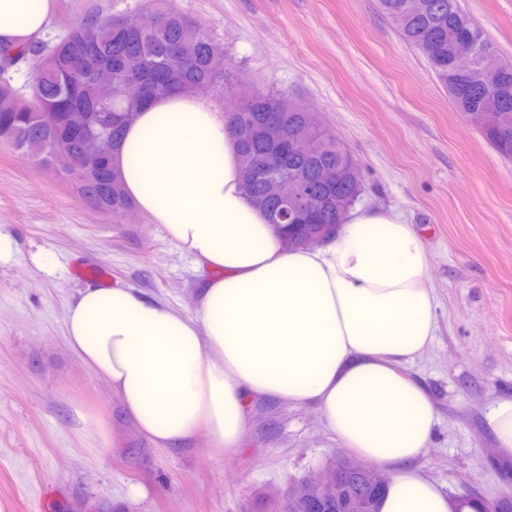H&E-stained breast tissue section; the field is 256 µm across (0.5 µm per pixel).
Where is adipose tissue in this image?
<instances>
[{
  "mask_svg": "<svg viewBox=\"0 0 512 512\" xmlns=\"http://www.w3.org/2000/svg\"><path fill=\"white\" fill-rule=\"evenodd\" d=\"M53 0H0V42L44 35ZM115 166L135 207L213 271L195 315L122 285L89 286L67 310L71 349L160 448L197 437L238 447L251 397L317 402L339 443L391 470L379 512H480L416 462L437 411L397 368L435 336V296L411 225L348 211L336 238L287 249L239 187L236 143L201 96L153 103L129 124Z\"/></svg>",
  "mask_w": 512,
  "mask_h": 512,
  "instance_id": "ef3b65f1",
  "label": "adipose tissue"
}]
</instances>
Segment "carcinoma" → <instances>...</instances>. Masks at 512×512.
I'll use <instances>...</instances> for the list:
<instances>
[{
    "instance_id": "carcinoma-1",
    "label": "carcinoma",
    "mask_w": 512,
    "mask_h": 512,
    "mask_svg": "<svg viewBox=\"0 0 512 512\" xmlns=\"http://www.w3.org/2000/svg\"><path fill=\"white\" fill-rule=\"evenodd\" d=\"M424 10L409 13L405 0H378L380 12L400 37L427 62L435 80L448 92L455 108L465 114L481 108L497 113L496 124L481 131L498 153L512 160V85L497 89L474 73L459 78L452 63L458 36L471 37L479 49L494 43L460 0H424ZM223 46L168 4L155 0L149 15L104 14L90 10L75 19L64 33L39 38L23 46L0 44V145L31 159L40 167H55L65 151L73 167L65 175L76 192L97 208L120 214L131 207L114 169L113 158L99 159L94 143L101 138L117 145L140 106L122 94L130 81L141 83L150 100L176 93L203 94L216 90L223 76L213 63ZM38 69L19 90L12 73L31 59ZM119 61L113 82L96 79L98 68ZM91 104L86 128L76 133L71 113ZM226 127L235 135L239 124L255 129V136L236 140L241 188L272 224L284 225L288 247H304L322 239L342 223L362 192L361 178L349 171L351 159L336 137L323 130L309 151L288 149L279 155L277 136L297 138L308 120L302 108L285 98L256 93L247 103L232 102L224 109ZM340 170L339 181L324 183L320 172ZM319 207V219L308 224L295 211L305 197Z\"/></svg>"
}]
</instances>
